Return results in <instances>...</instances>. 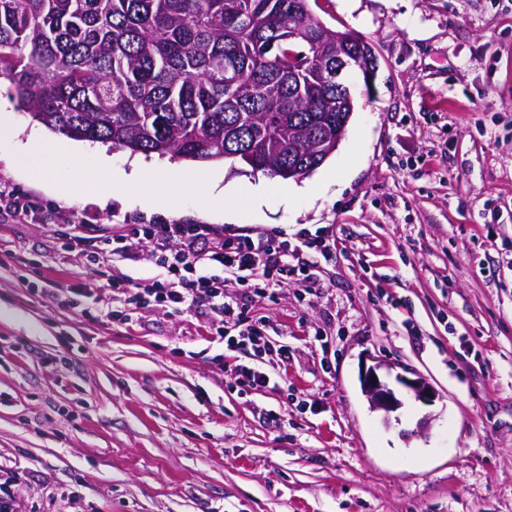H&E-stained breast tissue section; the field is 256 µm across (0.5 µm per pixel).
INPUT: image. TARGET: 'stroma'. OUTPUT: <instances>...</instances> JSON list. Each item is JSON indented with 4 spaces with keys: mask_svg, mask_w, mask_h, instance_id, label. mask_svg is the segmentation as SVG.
<instances>
[{
    "mask_svg": "<svg viewBox=\"0 0 512 512\" xmlns=\"http://www.w3.org/2000/svg\"><path fill=\"white\" fill-rule=\"evenodd\" d=\"M326 27L371 42L373 92L288 208L231 224L192 184L177 207L127 187L65 199L51 183L99 169L12 161L49 129L0 75L18 136L0 184L44 205L0 216V465L23 473L22 512H512V0H313ZM84 224H209L225 233L323 229L310 277L251 304L287 345L278 388L244 390L216 364L207 318L149 311L130 325L84 257L61 251L55 211ZM59 288L97 294L90 321ZM382 363L425 377L384 418L361 384ZM427 430H420L421 420ZM412 374L414 377H408L401 373L396 374L395 383L408 392L412 393L416 400L421 401L423 403H432L436 398V392L434 388L430 385V383L422 376L407 372Z\"/></svg>",
    "mask_w": 512,
    "mask_h": 512,
    "instance_id": "1",
    "label": "stroma"
}]
</instances>
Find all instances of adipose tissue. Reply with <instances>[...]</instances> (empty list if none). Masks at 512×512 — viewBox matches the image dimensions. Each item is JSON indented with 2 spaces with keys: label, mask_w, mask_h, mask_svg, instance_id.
I'll return each instance as SVG.
<instances>
[{
  "label": "adipose tissue",
  "mask_w": 512,
  "mask_h": 512,
  "mask_svg": "<svg viewBox=\"0 0 512 512\" xmlns=\"http://www.w3.org/2000/svg\"><path fill=\"white\" fill-rule=\"evenodd\" d=\"M185 180L194 184L197 197L204 208L223 211L225 217L231 221L242 219L247 212L254 214L265 207L273 205L287 207L292 203L288 191L263 181L258 182L251 193L241 199L232 190L222 188L223 176L218 171L195 172L189 175L169 172L161 176L158 175L152 163L142 159L133 162L130 171L127 172H112L108 177L93 179L74 175L66 180L55 182L54 187L62 197L81 198L101 196L116 187L136 184L149 195L171 203L175 200V185Z\"/></svg>",
  "instance_id": "1"
}]
</instances>
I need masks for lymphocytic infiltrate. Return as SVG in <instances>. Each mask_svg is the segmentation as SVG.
Returning <instances> with one entry per match:
<instances>
[{
	"label": "lymphocytic infiltrate",
	"mask_w": 512,
	"mask_h": 512,
	"mask_svg": "<svg viewBox=\"0 0 512 512\" xmlns=\"http://www.w3.org/2000/svg\"><path fill=\"white\" fill-rule=\"evenodd\" d=\"M134 241L143 244L158 274L136 282L122 273H107L104 286L120 305L112 320L129 323L141 309L210 312L208 333L213 340L230 351H252L254 362L237 366L235 381L239 387L253 390L268 387L276 377L267 368L265 357L275 353L287 359L288 349L271 348L265 324L250 315V296L270 295L273 286L298 275L294 259L300 248L324 256L333 248L322 233L303 235L296 245L280 232L225 236L206 224H128L123 231L109 235L84 227L65 233L62 246L96 264L104 256L112 261L128 259ZM228 280L237 283L239 294L227 296L224 283ZM229 321L239 326L238 335L225 333Z\"/></svg>",
	"instance_id": "obj_1"
}]
</instances>
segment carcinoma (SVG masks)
Instances as JSON below:
<instances>
[{"label": "carcinoma", "instance_id": "1", "mask_svg": "<svg viewBox=\"0 0 512 512\" xmlns=\"http://www.w3.org/2000/svg\"><path fill=\"white\" fill-rule=\"evenodd\" d=\"M294 0H0V75L33 120L134 154L288 178L323 160L336 79L288 82Z\"/></svg>", "mask_w": 512, "mask_h": 512}]
</instances>
